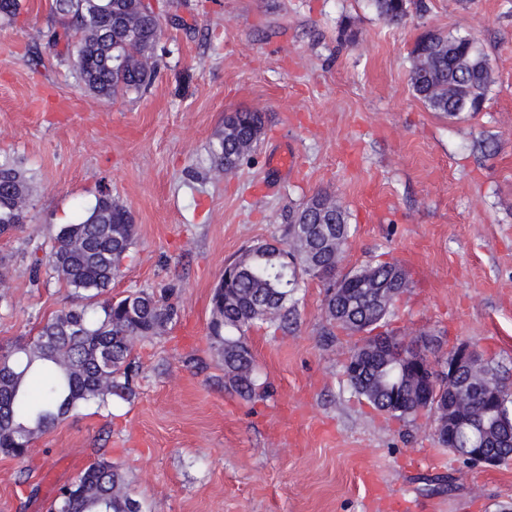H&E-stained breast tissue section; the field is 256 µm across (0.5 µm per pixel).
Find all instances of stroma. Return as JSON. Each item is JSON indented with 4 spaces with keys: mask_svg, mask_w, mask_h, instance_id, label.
Instances as JSON below:
<instances>
[{
    "mask_svg": "<svg viewBox=\"0 0 512 512\" xmlns=\"http://www.w3.org/2000/svg\"><path fill=\"white\" fill-rule=\"evenodd\" d=\"M162 35L143 93H89L52 45V0L0 21V158L35 187L9 258L0 348L77 299L33 263L101 193L125 205L135 240L112 296L178 288L180 319L136 343L137 396L88 405L39 437L27 461L0 456V512H47L59 487L100 457L124 471L147 512H390L364 471L409 512L512 505V463L465 465L437 448L427 418L404 423L347 385L356 339L332 331L324 286L306 279L282 332L248 334L267 397L224 389L210 350V297L225 263L281 237L284 216L324 190L353 234L340 272L399 262L411 284L390 328L468 343L512 382V0H422L392 26L370 0H153ZM475 38L495 83L481 112L448 119L409 84L425 29ZM265 113L250 162L211 169L225 113ZM293 151L294 171L272 167Z\"/></svg>",
    "mask_w": 512,
    "mask_h": 512,
    "instance_id": "stroma-1",
    "label": "stroma"
}]
</instances>
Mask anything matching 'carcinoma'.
<instances>
[{"instance_id": "cac0c4a2", "label": "carcinoma", "mask_w": 512, "mask_h": 512, "mask_svg": "<svg viewBox=\"0 0 512 512\" xmlns=\"http://www.w3.org/2000/svg\"><path fill=\"white\" fill-rule=\"evenodd\" d=\"M377 15L400 25L410 0H371ZM61 30L52 43L64 44L81 81L91 94L112 99L143 92L155 71L141 69L135 56H151L161 37L154 9L143 0H53ZM409 80L416 97L433 112L448 118L482 109L495 82L493 69L480 46L462 35L425 30L415 41ZM264 114L236 111L224 115V129L211 147L213 168L230 172L258 144ZM30 185L9 159L0 160V234L22 228ZM331 195L318 192L285 216L281 249L261 255L244 251L228 261L222 286L212 295L209 325L211 347L224 365V389L244 400L266 396L258 382L255 357L247 333L266 324L288 330V303L304 278L326 285L325 312L336 327L361 336L351 351L354 360L375 344L373 332L390 324L394 306L373 305L366 289L354 285L359 268L345 278L336 276L343 250L330 247L322 229L338 244L351 237L346 211L327 206ZM135 235L130 211L109 194L96 198L84 217L64 224L54 237L49 266L59 280L88 304L58 311L37 335L0 353V453L24 461L34 442L67 414L91 403L108 407L136 397L131 359L136 342L158 338L177 322L176 292L141 289L109 298L112 280ZM408 365L391 357L366 363L348 385L376 410L403 422L418 419L417 384L403 382ZM498 434L488 439L472 427L461 429L455 447L448 439L440 447L457 456L466 448H484L497 455L512 454V401L500 412ZM50 512H145L134 499L123 471L102 457L77 479L62 486Z\"/></svg>"}]
</instances>
